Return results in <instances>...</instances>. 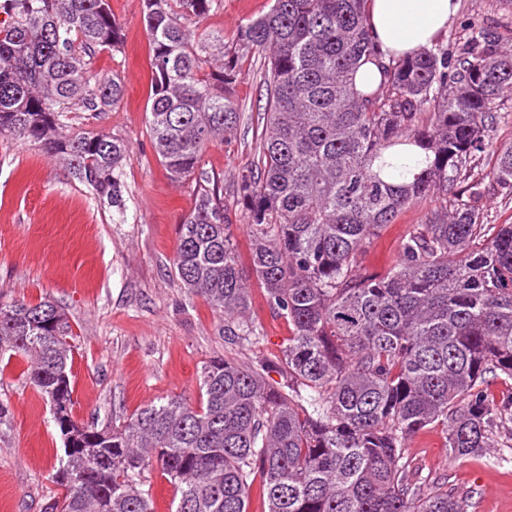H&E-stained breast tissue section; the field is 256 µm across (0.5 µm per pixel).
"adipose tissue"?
Listing matches in <instances>:
<instances>
[{
    "label": "adipose tissue",
    "instance_id": "ef3b65f1",
    "mask_svg": "<svg viewBox=\"0 0 512 512\" xmlns=\"http://www.w3.org/2000/svg\"><path fill=\"white\" fill-rule=\"evenodd\" d=\"M456 10L455 0H371L368 24L385 57H400L445 33Z\"/></svg>",
    "mask_w": 512,
    "mask_h": 512
}]
</instances>
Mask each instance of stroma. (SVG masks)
Listing matches in <instances>:
<instances>
[{
	"label": "stroma",
	"instance_id": "stroma-1",
	"mask_svg": "<svg viewBox=\"0 0 512 512\" xmlns=\"http://www.w3.org/2000/svg\"><path fill=\"white\" fill-rule=\"evenodd\" d=\"M126 30L121 52L101 53L93 72L117 75L123 103L98 116L74 113L72 130L105 131L126 140L123 167L127 221H112V209L72 174L68 164L36 145L0 135V290L7 298L36 303L50 298L66 307L78 334L72 367V415L81 424H120L150 402L170 396L197 400L202 366L224 354V320L203 298L176 280L172 258L182 217L195 203L194 185L169 178L159 164L146 128L149 44L142 0H110ZM448 25L455 37L468 26H497L512 20V6L488 7L457 0ZM271 0H224L203 20V30L232 45L248 19L269 10ZM235 96L245 117L237 132L207 152L205 171L225 186L224 207L236 223L241 256L250 249L242 208L231 186L251 161L265 92L252 58L242 61ZM429 204L416 205L387 225L365 254L371 273L383 274L396 260L411 224ZM251 315L263 340L243 343L239 357L276 359L290 328L274 316L261 290H254ZM18 361L0 371V400L9 414L0 423V512H44L58 493L50 471L62 440L48 404L22 377ZM422 475L445 481L449 491H473L470 512H512V453L492 448L456 459L446 435L428 426L407 443Z\"/></svg>",
	"mask_w": 512,
	"mask_h": 512
}]
</instances>
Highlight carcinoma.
<instances>
[{"mask_svg": "<svg viewBox=\"0 0 512 512\" xmlns=\"http://www.w3.org/2000/svg\"><path fill=\"white\" fill-rule=\"evenodd\" d=\"M367 3L272 0L226 52L224 37L195 29L223 0H142L147 129L174 181L203 175L207 149L236 132L240 59L264 55L258 154L233 191L252 277L292 332L271 364L207 362L195 402L166 398L106 429L55 422L62 493L44 512H155V464L174 486L172 512H249L258 476L267 512H468V498L413 470L408 439L437 425L454 458L512 451V392L493 390L512 381V224L490 223L484 207L486 179L512 190V142L490 140L512 90V24L393 58L363 94L353 75L379 56ZM0 14V135L65 160L125 222L128 143L62 132L72 113L124 98L120 78L86 63L124 44L110 0H0ZM216 51L222 63L204 72ZM427 201L394 264L368 273L383 226ZM172 266L224 317L225 342L263 338L223 185L199 179ZM76 338L55 301L0 299V361L25 360L52 407L74 406Z\"/></svg>", "mask_w": 512, "mask_h": 512, "instance_id": "cac0c4a2", "label": "carcinoma"}]
</instances>
